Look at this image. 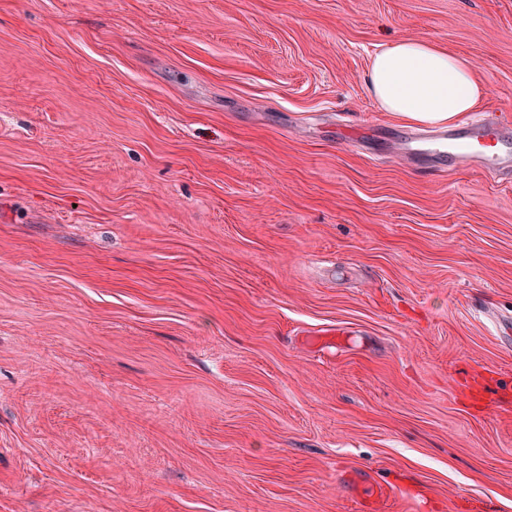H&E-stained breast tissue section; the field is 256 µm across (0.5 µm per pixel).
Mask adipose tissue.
<instances>
[{
    "mask_svg": "<svg viewBox=\"0 0 512 512\" xmlns=\"http://www.w3.org/2000/svg\"><path fill=\"white\" fill-rule=\"evenodd\" d=\"M365 85L401 121L435 126L455 123L483 95L464 59L421 39L399 40L377 53Z\"/></svg>",
    "mask_w": 512,
    "mask_h": 512,
    "instance_id": "ef3b65f1",
    "label": "adipose tissue"
}]
</instances>
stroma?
Returning a JSON list of instances; mask_svg holds the SVG:
<instances>
[{"label": "stroma", "instance_id": "stroma-1", "mask_svg": "<svg viewBox=\"0 0 512 512\" xmlns=\"http://www.w3.org/2000/svg\"><path fill=\"white\" fill-rule=\"evenodd\" d=\"M406 38L512 147V0H0V512H512V179L393 154ZM365 85L401 121L435 126L455 123L483 95L464 59L421 39L399 40L377 53Z\"/></svg>", "mask_w": 512, "mask_h": 512}]
</instances>
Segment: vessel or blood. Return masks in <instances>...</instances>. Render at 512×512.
<instances>
[{
  "label": "vessel or blood",
  "mask_w": 512,
  "mask_h": 512,
  "mask_svg": "<svg viewBox=\"0 0 512 512\" xmlns=\"http://www.w3.org/2000/svg\"><path fill=\"white\" fill-rule=\"evenodd\" d=\"M398 149L410 162L426 167L450 159L489 174L500 175L512 170V152L503 150L493 124L485 119L430 134L403 131Z\"/></svg>",
  "instance_id": "1"
}]
</instances>
